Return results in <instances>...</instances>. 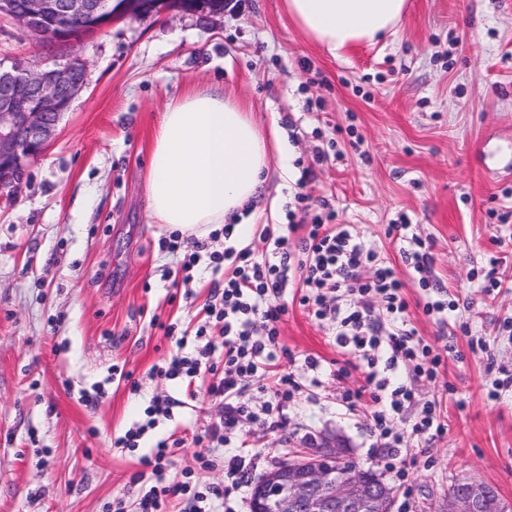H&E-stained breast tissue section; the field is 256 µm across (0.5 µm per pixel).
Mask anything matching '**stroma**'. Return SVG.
<instances>
[{
  "mask_svg": "<svg viewBox=\"0 0 512 512\" xmlns=\"http://www.w3.org/2000/svg\"><path fill=\"white\" fill-rule=\"evenodd\" d=\"M409 2L396 34L339 59L305 38L283 0H226L217 17L168 9L64 46L0 15V61L51 65L77 53L87 62V87L55 140L0 192V512H106L188 469L203 488L224 479L223 468L199 469L191 442L220 425L222 408L203 394L186 401L152 371L176 351L165 325L196 326L213 286L202 268L175 283L196 243L161 249L165 233L150 223L144 195L161 112L201 85L280 135L249 234L233 246L261 252L264 229L285 223L302 169L313 166L314 196L399 272L420 337L456 350L437 381L414 382L400 416L409 430L434 402L447 431L400 448L409 477L396 512H444L449 485L470 475L512 505V392L488 396L512 372V0ZM322 150L327 159L315 163ZM402 214L426 243L432 276L462 305L461 325L424 315L388 235ZM492 255L501 286L488 295L468 275ZM279 340L296 359L318 357L322 383L289 402L276 431L243 421L227 453L246 446L255 481L330 444L394 481L369 403L341 401L363 383L354 356L295 302ZM98 385L104 396L85 407L83 393ZM154 397L170 402L155 436L183 440L161 476L141 471L139 451L113 445ZM137 471L143 478L131 483Z\"/></svg>",
  "mask_w": 512,
  "mask_h": 512,
  "instance_id": "1",
  "label": "stroma"
}]
</instances>
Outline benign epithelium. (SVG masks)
<instances>
[{"instance_id":"7a95c632","label":"benign epithelium","mask_w":512,"mask_h":512,"mask_svg":"<svg viewBox=\"0 0 512 512\" xmlns=\"http://www.w3.org/2000/svg\"><path fill=\"white\" fill-rule=\"evenodd\" d=\"M3 0L0 14L29 31L51 20L46 37L70 42L90 35L122 17L138 18L160 11L167 0ZM187 11L216 16L224 0H181ZM87 85L85 61L70 55L51 66L0 61V186L23 179L31 160L42 155L58 124ZM272 512H366L374 492L385 502L394 491L381 480L365 482L342 452L331 446L296 454L259 482ZM490 485L476 477L448 491L447 512H509Z\"/></svg>"}]
</instances>
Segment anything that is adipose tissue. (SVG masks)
Masks as SVG:
<instances>
[{"mask_svg": "<svg viewBox=\"0 0 512 512\" xmlns=\"http://www.w3.org/2000/svg\"><path fill=\"white\" fill-rule=\"evenodd\" d=\"M299 31L332 57L394 33L408 0H285ZM278 131L263 132L223 94L197 88L167 105L145 180L152 223L193 239L238 217L257 197Z\"/></svg>", "mask_w": 512, "mask_h": 512, "instance_id": "1", "label": "adipose tissue"}]
</instances>
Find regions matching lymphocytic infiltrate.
I'll return each mask as SVG.
<instances>
[{
  "label": "lymphocytic infiltrate",
  "instance_id": "1",
  "mask_svg": "<svg viewBox=\"0 0 512 512\" xmlns=\"http://www.w3.org/2000/svg\"><path fill=\"white\" fill-rule=\"evenodd\" d=\"M295 200L298 210L311 212L310 223L300 227L289 222L285 234L264 230V252L232 246L218 251L203 243L184 256L183 280H190L203 264L223 274L224 284L212 288L195 331L168 326V333L178 336L177 351L161 367V376L186 383L191 398L196 395L195 384L204 385L207 396L223 408L224 423L211 431V438L227 441L245 419L276 427L281 411L296 394L321 384L318 358L305 356L307 374L299 376L291 368L294 356L279 341L280 322L287 311L283 299L294 284L300 306L326 324L337 348L358 357L364 383L345 392L342 400L351 407L369 398L374 430L383 447L391 451L402 447L409 435H442L445 425L433 402L424 407L410 432L396 428L405 405L415 396L411 385L396 382L398 372L433 381L444 361L434 345L419 337L405 285L394 267L379 261L374 243L352 225L337 223L328 201L314 200L308 193L297 194ZM388 232L399 242L403 259L421 274L424 314L447 323L458 306L445 300L439 281L424 278L430 256L415 225L403 220L389 225ZM211 319L222 325L221 344L207 337ZM252 390L265 397L261 411H254L246 398ZM228 490L216 486L203 494L190 481L177 480L143 493L134 512H170L175 500L183 501L182 512H224Z\"/></svg>",
  "mask_w": 512,
  "mask_h": 512
}]
</instances>
